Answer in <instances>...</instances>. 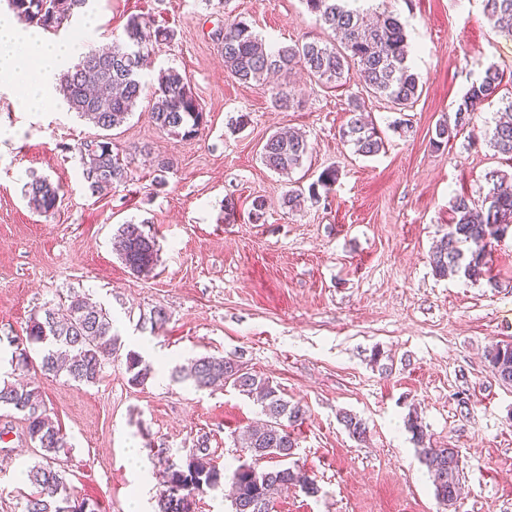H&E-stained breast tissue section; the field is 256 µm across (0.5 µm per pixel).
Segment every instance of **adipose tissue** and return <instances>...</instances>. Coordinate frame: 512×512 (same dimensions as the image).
<instances>
[{
    "label": "adipose tissue",
    "instance_id": "adipose-tissue-1",
    "mask_svg": "<svg viewBox=\"0 0 512 512\" xmlns=\"http://www.w3.org/2000/svg\"><path fill=\"white\" fill-rule=\"evenodd\" d=\"M75 46L48 44L37 29L24 28L14 14L0 12V89L12 94L19 109L38 110L53 98L57 77L76 55ZM31 61L23 70L18 59Z\"/></svg>",
    "mask_w": 512,
    "mask_h": 512
}]
</instances>
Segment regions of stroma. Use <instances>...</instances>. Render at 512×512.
<instances>
[{"label":"stroma","mask_w":512,"mask_h":512,"mask_svg":"<svg viewBox=\"0 0 512 512\" xmlns=\"http://www.w3.org/2000/svg\"><path fill=\"white\" fill-rule=\"evenodd\" d=\"M391 6L424 88L402 113L367 99L386 141L374 157L356 155L340 136L350 96L361 90L357 71L335 88L292 75L284 85L301 104L279 109L270 87L241 84L224 68L213 32L227 21H246L279 45L327 39L302 0H89L53 33L86 51L123 38L132 15L174 32L155 44L142 72L144 98L107 134L129 156L132 178L101 194L82 176L79 149L106 134L62 96L25 112L0 91V377L38 386L68 436V484L99 512H155L161 450L178 461L204 446L212 464L229 471L250 462L237 437L261 419L260 406L234 389L198 390L174 376L176 366L205 355L240 360L306 409L293 430L295 459L320 491L290 489L277 496L275 512H512V387L485 358L492 344L512 342V230L488 258L489 279L441 278L430 263L453 197L482 199L493 170L512 178V163L484 138L499 101L483 106L474 130L434 143L438 123L487 67L503 72L501 93L512 94V37L492 30L482 0ZM170 68L187 76L206 115L189 141L150 118L148 96ZM241 116L245 126L232 131ZM279 129L305 133L310 143L287 178L259 158ZM162 158L169 170H159ZM329 167L337 179L318 203L284 205L289 182L309 185ZM36 178L59 188L50 212L33 210L24 196ZM257 199L265 209L255 222ZM130 221L159 245L150 276L132 275L112 249L118 226ZM74 295L105 307L120 338L98 382L13 370L11 342L30 317ZM157 307L166 322L145 329ZM131 350L155 368L141 386L128 382ZM345 411L366 423V442L341 425ZM411 414L433 446L461 454L453 507L435 496L405 427ZM4 426L0 512H23L32 488L20 473L40 450L18 415L0 409Z\"/></svg>","instance_id":"obj_1"}]
</instances>
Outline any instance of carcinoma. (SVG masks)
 Wrapping results in <instances>:
<instances>
[{"instance_id": "1", "label": "carcinoma", "mask_w": 512, "mask_h": 512, "mask_svg": "<svg viewBox=\"0 0 512 512\" xmlns=\"http://www.w3.org/2000/svg\"><path fill=\"white\" fill-rule=\"evenodd\" d=\"M17 18L29 26L55 32L68 22L87 0H8ZM349 0H304L325 31L337 42L297 41L291 45H272L243 21L224 23L218 31L226 71L242 84L260 83L271 73L288 74L295 68L305 70L318 83L339 87L346 80L350 66L358 67L365 92L387 99L394 109L404 112L413 107L423 86L413 72L410 44L404 25L386 3L372 22L364 21L360 10L348 6ZM483 10L491 27L512 36V0H483ZM126 39L114 40L106 50H90L73 68L63 73L59 92L76 112L101 130L121 126L134 112L144 93L140 70L142 56L127 48L133 34L145 33L153 42L170 38V31L153 27L140 15H131L125 24ZM503 76L493 67L469 86L458 105L454 120L436 126V138L447 141L470 127L476 112L500 92ZM504 105L499 120L487 133V143L495 153L512 160V96L501 99ZM365 112L362 97L350 98L349 119L341 138L352 143L355 153L364 157L378 155L384 141L374 123L362 120ZM151 119L161 130L193 139L205 124V112L187 77L177 70L168 71L152 93ZM310 144L301 133L274 134L261 150V161L269 170L283 176L302 166ZM83 176L94 193L130 180L129 163L112 149V142L99 141L95 150H79ZM334 168L325 169L308 191L290 187L284 203L290 209L301 206L304 199L319 201L318 187L329 188L336 182ZM29 206L41 213L54 209L58 188L46 179L27 184ZM452 224L431 254L436 275L461 274L478 281L487 272V256L493 242L512 227V193H489L478 203L467 195H457L451 204ZM114 250L125 267L136 276L150 275L158 262V248L152 235L135 223L123 224L114 237ZM118 337L112 334V319L107 310L85 298L70 300L65 312L48 307L29 319L26 336L12 353L15 365L28 369L36 366L44 375L65 374L78 384L96 383L104 365L117 354ZM38 351L39 363L33 364L31 352ZM493 374L512 385V343H496L485 355ZM129 382L145 384L154 374L152 364L130 351L126 355ZM176 374L199 390L216 385L230 386L248 397L257 396L265 422L241 438V447L250 453L252 462L239 465L232 473L204 461L208 448H193L183 461L166 460L163 489L159 492V512H183L186 497L202 495L225 481L231 482V512H272L275 495L289 486L299 487L315 496L320 488L316 480L299 467L285 461L293 457L296 440L288 425L304 419L305 410L281 395L278 386L238 360L230 357L203 356L176 369ZM22 416L27 437L39 447L41 460L22 471L24 480L34 487L26 499L24 512H98V505L78 499L66 481V470L55 465L68 447L65 434L47 414L39 388L31 383H0V409ZM341 421L353 439L367 438L366 424L350 413ZM407 427L419 447L422 463L434 477L435 495L447 507L455 505L459 485V452L455 448H434L426 442V432L418 417H409ZM277 461L270 468L264 461Z\"/></svg>"}]
</instances>
